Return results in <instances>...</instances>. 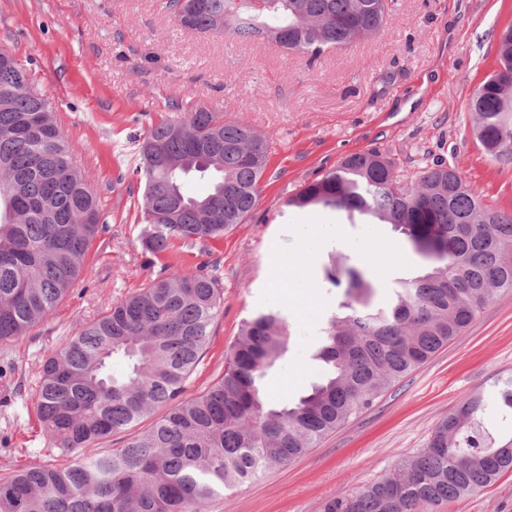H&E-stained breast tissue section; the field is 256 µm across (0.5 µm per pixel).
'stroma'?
Listing matches in <instances>:
<instances>
[{"mask_svg": "<svg viewBox=\"0 0 512 512\" xmlns=\"http://www.w3.org/2000/svg\"><path fill=\"white\" fill-rule=\"evenodd\" d=\"M512 0H396L382 34L318 59L268 41L242 42L178 26L164 0H0V48L48 98L75 165L97 193L105 226L75 287L21 343L0 342V475L61 460L35 413L42 363L82 325L165 275L168 264L218 263L224 305L205 356L186 383L200 392L222 375L243 320L272 308L290 326L287 351L263 379L293 402L319 382L322 330L345 302L325 278L332 259L367 273L376 301L426 265L406 237L371 216L289 197L346 155L384 152L402 177L455 167L484 204L512 212V163L487 156L468 100L497 68V38ZM250 126L269 141L247 223L197 246L175 240L154 255L141 244L144 180L138 141L197 107ZM386 241L363 260L368 235ZM512 374V293H499L459 336L390 385L373 405L299 459L213 500L208 512H323L427 446L463 400ZM429 512H512V470Z\"/></svg>", "mask_w": 512, "mask_h": 512, "instance_id": "35a3bbf8", "label": "stroma"}]
</instances>
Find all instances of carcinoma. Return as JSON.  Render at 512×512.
<instances>
[{
  "label": "carcinoma",
  "instance_id": "obj_1",
  "mask_svg": "<svg viewBox=\"0 0 512 512\" xmlns=\"http://www.w3.org/2000/svg\"><path fill=\"white\" fill-rule=\"evenodd\" d=\"M190 28L207 31L224 13L225 34L270 39L318 57L382 32L389 0H198ZM498 69L469 98L474 134L496 161H512V26L501 36ZM164 147L154 162L146 147ZM74 148L54 107L26 70L0 49V342L19 343L76 284L103 228L96 193L74 167ZM145 180L142 245L165 252L193 246L247 222L267 168L268 143L244 124L203 107L151 128L139 145ZM210 177L192 197L185 176ZM288 204L371 214L392 224L428 264L398 281L390 301L351 269L326 270L347 283L317 357L324 380L291 405L273 407L260 384L287 350L290 331L275 310L247 319L222 376L203 392L185 384L221 312L220 279L201 266L149 281L82 326L42 365L37 418L69 461H30L0 477V512H207L208 504L284 466L370 408L393 382L465 330L496 292H512V213L484 205L455 168L436 164L406 183L377 150L352 153L304 185ZM120 363L116 372L112 365ZM512 410V378L491 399L472 397L435 430L428 446L392 473L330 502L325 512H421L493 483L512 469V438L484 424ZM162 409L152 426L141 419ZM117 433L123 444L88 454Z\"/></svg>",
  "mask_w": 512,
  "mask_h": 512
}]
</instances>
